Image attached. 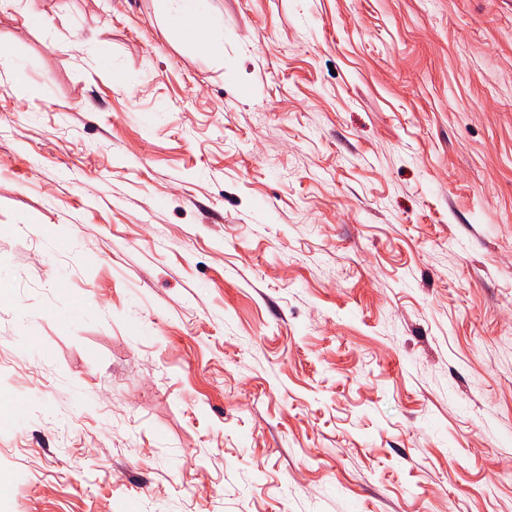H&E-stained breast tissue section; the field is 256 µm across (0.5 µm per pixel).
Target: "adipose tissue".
<instances>
[{
    "label": "adipose tissue",
    "mask_w": 512,
    "mask_h": 512,
    "mask_svg": "<svg viewBox=\"0 0 512 512\" xmlns=\"http://www.w3.org/2000/svg\"><path fill=\"white\" fill-rule=\"evenodd\" d=\"M172 35L196 54L217 57L224 52V19L211 12L206 0H161Z\"/></svg>",
    "instance_id": "adipose-tissue-1"
}]
</instances>
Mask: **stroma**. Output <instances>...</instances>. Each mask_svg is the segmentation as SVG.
Returning <instances> with one entry per match:
<instances>
[{
	"instance_id": "35a3bbf8",
	"label": "stroma",
	"mask_w": 512,
	"mask_h": 512,
	"mask_svg": "<svg viewBox=\"0 0 512 512\" xmlns=\"http://www.w3.org/2000/svg\"><path fill=\"white\" fill-rule=\"evenodd\" d=\"M208 3L0 9V512H512V0ZM172 35L196 54L218 57L224 53V19L211 12L207 0H160Z\"/></svg>"
}]
</instances>
